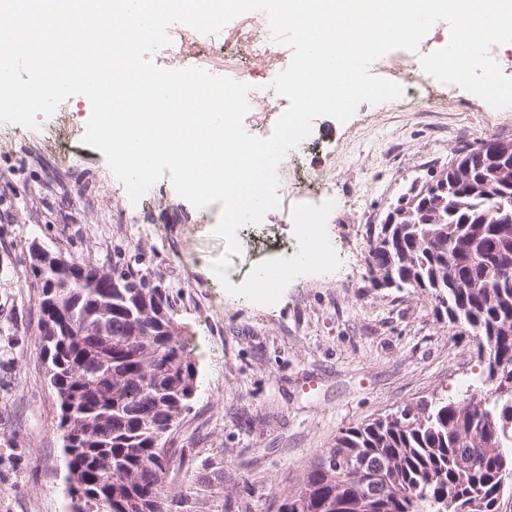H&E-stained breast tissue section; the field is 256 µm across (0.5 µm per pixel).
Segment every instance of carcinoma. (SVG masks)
Here are the masks:
<instances>
[{
	"label": "carcinoma",
	"mask_w": 512,
	"mask_h": 512,
	"mask_svg": "<svg viewBox=\"0 0 512 512\" xmlns=\"http://www.w3.org/2000/svg\"><path fill=\"white\" fill-rule=\"evenodd\" d=\"M433 186L412 185L400 200L422 212L418 224H398L397 240L379 254L404 288L427 293L448 321L467 327L477 342L483 379L462 399L422 400L340 433L278 512H501L512 485V280L490 266L512 258V233L495 223L512 212V181L473 166L464 179L448 178L447 202L426 206ZM91 271L54 289L68 312L66 331L40 327L50 350L47 375L58 405L66 481L76 477L95 512H177L222 462L206 459L189 484L175 489L162 439L191 408L198 369L173 318L143 313V300L164 308L161 289L128 269H112L117 287L102 309ZM382 459L379 493H363L353 460Z\"/></svg>",
	"instance_id": "carcinoma-1"
}]
</instances>
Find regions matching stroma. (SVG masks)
Segmentation results:
<instances>
[{
	"label": "stroma",
	"mask_w": 512,
	"mask_h": 512,
	"mask_svg": "<svg viewBox=\"0 0 512 512\" xmlns=\"http://www.w3.org/2000/svg\"><path fill=\"white\" fill-rule=\"evenodd\" d=\"M249 15L203 35L175 23L173 44L194 45L189 67L207 68L214 43L231 40ZM416 110L360 104L345 123L322 116L299 156L306 174L331 173L335 208L327 233L339 260L331 273L293 280L274 305L229 294L210 269L225 250L212 234L220 204L179 197L170 178L132 203L101 151L83 145L92 107L77 95L38 126L0 124V512H67L62 433L39 340V291L26 280L30 247L160 286L198 368L189 411L168 436L174 484L193 468L224 462L230 512H277L322 450L343 430L479 381L477 346L434 301L411 289L373 287L369 228L412 182L429 179L456 151L512 138V107L497 110L456 86ZM280 205L262 235L244 231L228 278L242 284L257 264L294 240L291 212L318 191L281 176Z\"/></svg>",
	"instance_id": "stroma-1"
}]
</instances>
